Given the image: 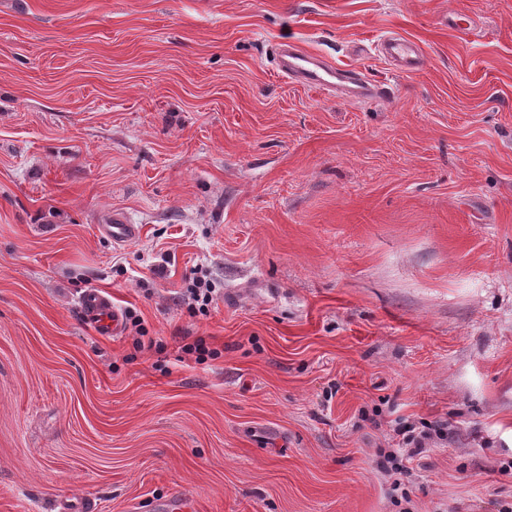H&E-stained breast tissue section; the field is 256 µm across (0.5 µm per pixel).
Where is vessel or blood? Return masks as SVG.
<instances>
[{
	"mask_svg": "<svg viewBox=\"0 0 512 512\" xmlns=\"http://www.w3.org/2000/svg\"><path fill=\"white\" fill-rule=\"evenodd\" d=\"M380 54L403 72L413 73L424 64L421 48L408 38L392 34L377 44ZM278 71L284 77L320 90L344 88L349 99L375 97L377 91L365 78L353 70L303 50L300 46L283 42L277 48ZM99 234L113 243L123 244L139 234L137 225L129 223L122 214H113L110 223L99 225ZM78 308L84 322L102 335L116 336L122 329V318L109 295L98 289H89L78 298Z\"/></svg>",
	"mask_w": 512,
	"mask_h": 512,
	"instance_id": "1",
	"label": "vessel or blood"
}]
</instances>
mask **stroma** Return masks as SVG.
<instances>
[{
	"mask_svg": "<svg viewBox=\"0 0 512 512\" xmlns=\"http://www.w3.org/2000/svg\"><path fill=\"white\" fill-rule=\"evenodd\" d=\"M421 420L413 512L512 505V0H0V512H401L378 451ZM377 47L385 60L405 73L416 72L424 64L421 48L402 35L385 36L379 40ZM277 60L279 73L301 84L323 91L344 87L351 100L368 99L377 94L374 85L355 75L353 70L305 51L294 43H280ZM97 229L102 237L112 240L115 244L127 243L139 234L138 226L129 224L120 213H113L112 222L98 225ZM218 297L216 288H212L211 282L205 275L192 278L183 292V300L188 301V306L195 315H206L209 308L217 303ZM84 322L102 335L118 336L122 318L109 295L98 289H88L77 300Z\"/></svg>",
	"mask_w": 512,
	"mask_h": 512,
	"instance_id": "obj_1",
	"label": "stroma"
}]
</instances>
